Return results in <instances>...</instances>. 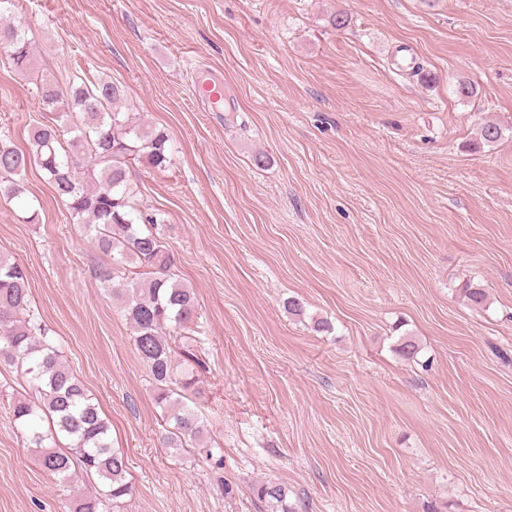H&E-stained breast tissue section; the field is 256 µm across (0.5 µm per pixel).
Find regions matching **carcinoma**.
Listing matches in <instances>:
<instances>
[{"label": "carcinoma", "mask_w": 512, "mask_h": 512, "mask_svg": "<svg viewBox=\"0 0 512 512\" xmlns=\"http://www.w3.org/2000/svg\"><path fill=\"white\" fill-rule=\"evenodd\" d=\"M0 49L14 70L32 77L38 108L54 115L49 125H31L25 148L0 134V196L22 198L27 169L40 167L73 223L83 225L95 250L110 258L94 274L122 302L134 348L149 370L155 401L170 425L161 435L163 445L205 451L204 425L187 404L195 372L179 369L172 359V335L197 318L196 296L173 272V257L157 232L164 218L141 209L130 175L136 164L157 170L169 166L170 139L137 113L118 110L114 103L120 89L110 81L74 75L61 84L35 73L24 27L1 26ZM502 134V127L491 121L480 127V139L487 144ZM396 352L413 360L419 347L414 339L403 337ZM2 358L19 367L29 363L27 372H35L37 400L15 396L8 409L43 468L61 483L68 482L78 467L102 481L99 491L74 500L73 512H110V505L131 495L128 460L112 447L108 422L31 310L26 268L1 254ZM43 419L49 422L45 432L39 426ZM61 437L68 447H56ZM252 491L265 512H298L281 484L259 482Z\"/></svg>", "instance_id": "1"}]
</instances>
